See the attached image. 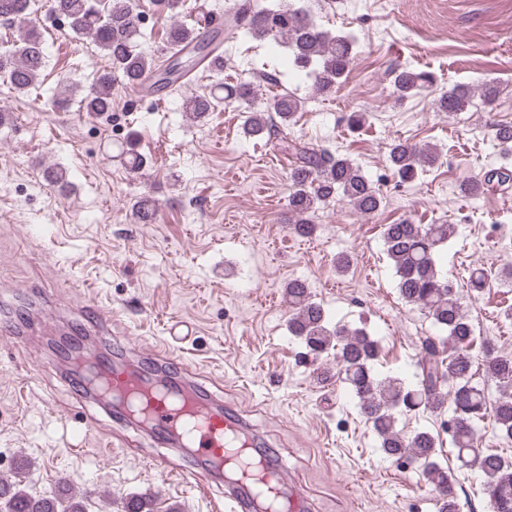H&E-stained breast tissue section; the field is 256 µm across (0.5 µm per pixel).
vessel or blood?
I'll list each match as a JSON object with an SVG mask.
<instances>
[{"label":"vessel or blood","mask_w":512,"mask_h":512,"mask_svg":"<svg viewBox=\"0 0 512 512\" xmlns=\"http://www.w3.org/2000/svg\"><path fill=\"white\" fill-rule=\"evenodd\" d=\"M98 368L111 393L128 396L130 409L159 440L191 449L209 476H222L228 465L238 470L235 488L224 497L226 512H252L256 503L264 504L267 512H306L303 492L282 470L242 456V420L224 413L186 383L153 384L140 373L112 368L103 360Z\"/></svg>","instance_id":"1"}]
</instances>
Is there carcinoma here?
Wrapping results in <instances>:
<instances>
[{
  "label": "carcinoma",
  "mask_w": 512,
  "mask_h": 512,
  "mask_svg": "<svg viewBox=\"0 0 512 512\" xmlns=\"http://www.w3.org/2000/svg\"><path fill=\"white\" fill-rule=\"evenodd\" d=\"M34 6L35 0H0V20L7 24L22 22L33 13ZM50 10L67 19L75 35L90 38L107 57L108 68L97 75L81 99L88 112L103 115L112 110V86L117 75L126 84L138 87L149 73L163 87L177 90L199 67L216 75L224 71L221 44L211 29V14L203 5L191 22L172 21L166 31L169 57L165 61L137 51L142 32L131 0H51ZM227 21L255 40L286 38L293 65L313 79L318 94L333 92L350 70L355 40L324 30L309 6L297 7L282 0L257 8L250 0H238L228 11ZM44 64V44L32 26L19 28L12 48L0 51V76L19 93L36 86ZM389 75L400 100L433 93L434 77L429 72L394 67ZM498 94L497 85L491 82L479 88L457 84L441 92L434 105L441 112H465L473 105L474 96L490 106ZM253 96V87L247 82L233 86L218 82L209 94L186 99L185 110L201 119L223 103L230 105ZM302 105L300 98L285 94L273 102L272 110L286 127ZM272 126L269 113L252 110L244 129L258 136L271 133ZM494 130L502 154L511 156L512 124H497ZM287 148L294 156L289 207L296 233H312V214L319 205L336 198L365 216L381 210L383 196L379 188L349 158L296 141ZM437 160L438 154L431 147L405 141L391 144L388 151L389 168L402 183L415 181L420 171ZM494 187L505 193L512 190L511 167L503 164L460 183L461 192L467 196ZM134 215L139 224L155 223L154 201L141 198L135 204ZM451 233L450 224H416L409 219L383 225L386 255L400 297L426 311L446 332L439 342H428L413 380L379 377L375 371L380 354L378 340L363 328L331 324L327 311L313 301L301 279L288 282V327L315 357L333 356L336 374L358 400L360 413L379 438L385 456L415 463L434 486L440 512H459L456 476L438 461L435 436L425 430L407 433L398 428V419L421 408L437 411L447 406L452 412L448 435L458 469L482 474L490 512H512V462L479 447L478 431V425L488 420L499 438L512 441V354L487 350L481 357L474 355V328L464 311L460 290L436 265V256ZM492 279L512 282V268L497 274L484 266L473 268L470 290L480 293ZM441 346L448 347L446 365L441 359ZM480 369L497 384L498 394L492 400L485 388L474 382ZM88 505L87 496L72 494L64 486L52 495H37L22 488L19 480L0 479V512H88Z\"/></svg>",
  "instance_id": "carcinoma-1"
}]
</instances>
